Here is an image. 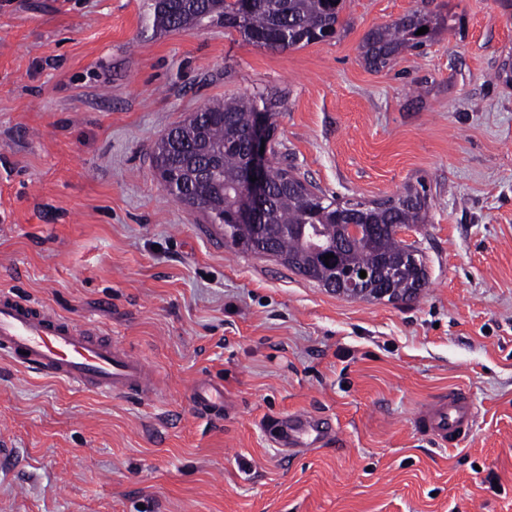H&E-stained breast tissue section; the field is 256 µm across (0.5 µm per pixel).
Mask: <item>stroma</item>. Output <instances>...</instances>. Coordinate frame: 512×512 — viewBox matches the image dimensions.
<instances>
[{
  "mask_svg": "<svg viewBox=\"0 0 512 512\" xmlns=\"http://www.w3.org/2000/svg\"><path fill=\"white\" fill-rule=\"evenodd\" d=\"M152 0H0V290L141 358L153 397L101 394L0 358V512H512V11L498 0H346L334 39L261 48L218 23L160 33ZM455 13L368 69L372 27ZM277 91L275 140L329 196L425 184L405 234L429 286L408 305L326 291L228 247L157 179V139L212 101ZM224 386L214 422L189 400ZM471 395L468 441L417 410ZM337 435L285 458L260 423Z\"/></svg>",
  "mask_w": 512,
  "mask_h": 512,
  "instance_id": "1",
  "label": "stroma"
}]
</instances>
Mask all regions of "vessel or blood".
Returning a JSON list of instances; mask_svg holds the SVG:
<instances>
[{"label":"vessel or blood","instance_id":"obj_1","mask_svg":"<svg viewBox=\"0 0 512 512\" xmlns=\"http://www.w3.org/2000/svg\"><path fill=\"white\" fill-rule=\"evenodd\" d=\"M0 355L31 372L100 393L144 398L156 387L145 363L117 342L10 290H0ZM190 400L199 414L219 416L224 388L194 381ZM474 420L473 402L455 392L422 406L414 425L440 446L452 447L469 438ZM263 429L274 447L292 457L318 449L335 433L326 419L305 412L266 420Z\"/></svg>","mask_w":512,"mask_h":512}]
</instances>
